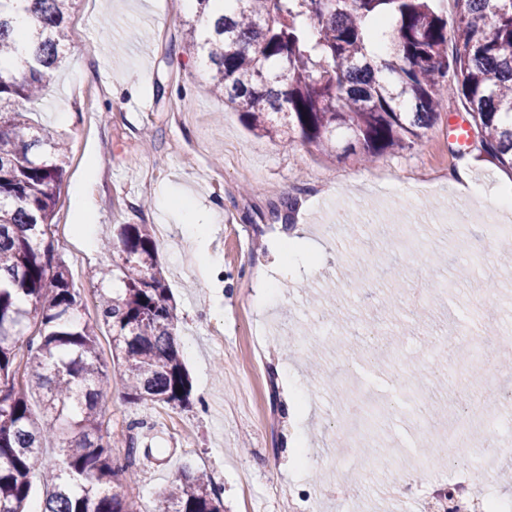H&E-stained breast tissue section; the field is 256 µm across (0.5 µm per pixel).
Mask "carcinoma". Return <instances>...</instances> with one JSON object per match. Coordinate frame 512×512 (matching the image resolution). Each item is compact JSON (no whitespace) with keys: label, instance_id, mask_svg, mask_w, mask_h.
Returning a JSON list of instances; mask_svg holds the SVG:
<instances>
[{"label":"carcinoma","instance_id":"1","mask_svg":"<svg viewBox=\"0 0 512 512\" xmlns=\"http://www.w3.org/2000/svg\"><path fill=\"white\" fill-rule=\"evenodd\" d=\"M70 2L0 0V512H26L37 472L40 512H137L118 488L150 452L131 434L124 453L112 452L100 399L115 385L134 404H191L152 225H118L124 288L97 289L111 373L56 257L66 142L20 105L36 101L59 66ZM208 2L198 0L195 18L180 21L182 40L205 61L211 91L251 130L322 153L346 139L344 151L369 162L420 140L456 94L480 149L512 169V0H455L452 18L433 0H224L213 16L205 15ZM18 5L32 17L34 50L23 57L10 17ZM371 21L391 23L388 58L368 48ZM49 438L61 458L45 469ZM153 512H224V503L207 475L186 468Z\"/></svg>","mask_w":512,"mask_h":512}]
</instances>
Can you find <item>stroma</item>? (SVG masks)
Returning <instances> with one entry per match:
<instances>
[{
  "label": "stroma",
  "instance_id": "stroma-1",
  "mask_svg": "<svg viewBox=\"0 0 512 512\" xmlns=\"http://www.w3.org/2000/svg\"><path fill=\"white\" fill-rule=\"evenodd\" d=\"M185 0H73L71 46L41 101L24 104L33 121L66 140V176L57 197L54 236L88 323L98 319L97 288L75 267L81 248L73 189L84 183L98 238L120 224L166 225L159 256L175 301L178 343L192 383L187 408L132 404L121 389L101 401L113 451L127 433L162 449L121 488L138 512L184 466L206 471L224 512H419L421 490L443 485L457 468L474 472L473 487L512 503V483L499 481L512 458H462L456 447H433L448 417H469L482 439L512 447V387L497 359L512 345V257L488 229L495 219L500 169L484 153L461 154L453 125L464 103L448 98L441 118L412 148L362 166L355 155L324 154L302 143L285 148L247 130L238 112L209 89L200 58L185 48ZM68 115L56 122L57 113ZM470 157V178L482 198L449 187L448 174ZM100 174L83 182L88 160ZM203 249L210 261L199 280L184 236V212L207 219ZM406 221L416 254L388 245L369 214ZM453 212L454 224L443 223ZM305 229L300 254L314 271L284 275L272 252L291 228ZM272 285L260 289V266ZM441 286L427 325L413 320L418 288ZM462 328L483 336L481 370L452 364L436 349L439 334ZM265 336L277 369L299 396L288 412L270 395L253 356ZM501 389H494V382ZM377 406L433 395L444 415L389 416L360 447L343 432L362 420L360 393ZM383 449L387 465L367 472L358 459ZM412 480L404 500L387 494L392 477Z\"/></svg>",
  "mask_w": 512,
  "mask_h": 512
}]
</instances>
